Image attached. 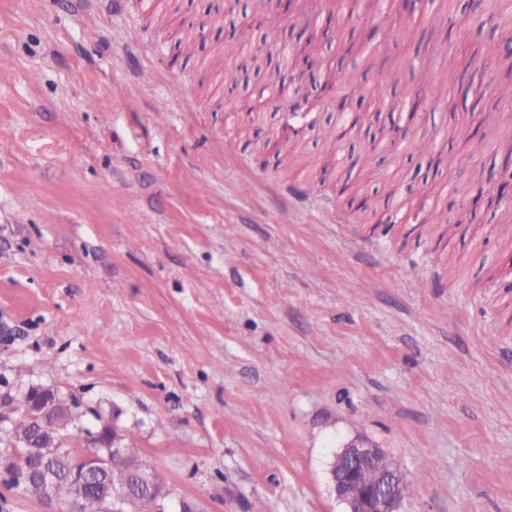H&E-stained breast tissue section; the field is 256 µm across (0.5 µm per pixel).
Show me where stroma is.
<instances>
[{"label": "stroma", "instance_id": "1", "mask_svg": "<svg viewBox=\"0 0 512 512\" xmlns=\"http://www.w3.org/2000/svg\"><path fill=\"white\" fill-rule=\"evenodd\" d=\"M218 0H179L157 21L144 0H0V394L48 387L73 402L67 437L101 422L170 485L171 512H348L331 468L350 444L379 449L409 488L399 512H512V214L478 194L504 155L462 171L448 112L427 95L447 40L465 72L460 115L498 73L482 64L459 0L435 23L422 0L409 35L384 9L345 16L306 0L338 97L363 88L417 101L413 144L304 137L291 174L254 155L233 106L264 95L251 137L288 118L269 65L248 86L214 69L241 29L304 42L289 19L215 21ZM401 62L399 78L390 69ZM153 73L140 82L141 71ZM401 170L430 189L449 235L398 223L350 239L337 184ZM308 186L300 203L285 190Z\"/></svg>", "mask_w": 512, "mask_h": 512}]
</instances>
